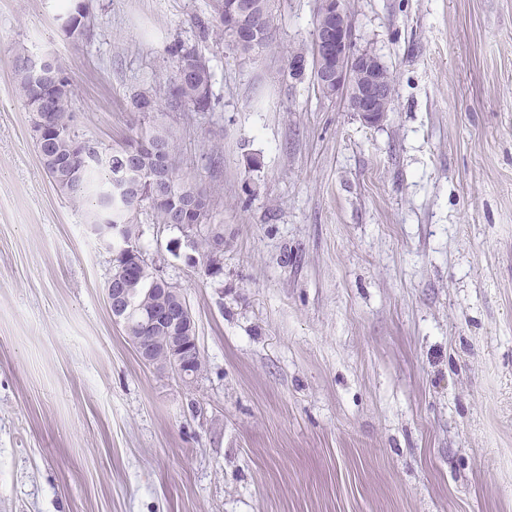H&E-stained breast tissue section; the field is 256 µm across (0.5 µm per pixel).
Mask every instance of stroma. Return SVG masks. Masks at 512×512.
<instances>
[{
	"label": "stroma",
	"instance_id": "obj_1",
	"mask_svg": "<svg viewBox=\"0 0 512 512\" xmlns=\"http://www.w3.org/2000/svg\"><path fill=\"white\" fill-rule=\"evenodd\" d=\"M58 3L0 0V512H512V0H345L395 80L375 125L288 71L320 0H273L247 59L199 39L208 0H86L79 43ZM177 38L220 99L164 120L224 274L173 227L139 246L190 303V384L113 323L112 253L42 170L13 72L16 44L59 56L112 146Z\"/></svg>",
	"mask_w": 512,
	"mask_h": 512
}]
</instances>
